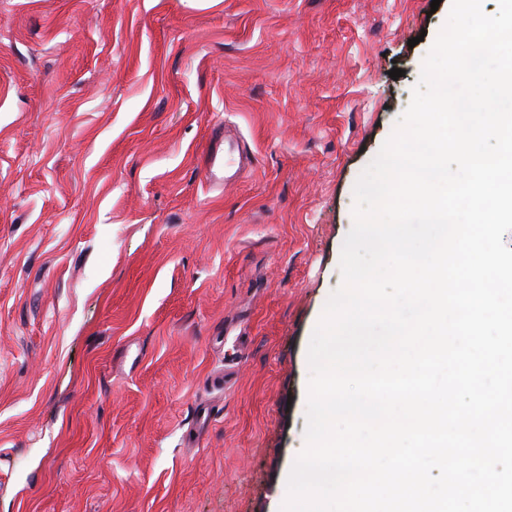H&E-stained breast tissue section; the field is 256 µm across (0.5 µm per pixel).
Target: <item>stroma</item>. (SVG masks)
<instances>
[{
	"label": "stroma",
	"instance_id": "35a3bbf8",
	"mask_svg": "<svg viewBox=\"0 0 512 512\" xmlns=\"http://www.w3.org/2000/svg\"><path fill=\"white\" fill-rule=\"evenodd\" d=\"M430 3L0 0V512H280ZM250 163L251 153L246 143L240 137L229 135L225 128L224 148L221 139H216L200 159L206 180L209 183L221 184L224 181V185L239 178ZM217 172H220V177Z\"/></svg>",
	"mask_w": 512,
	"mask_h": 512
}]
</instances>
